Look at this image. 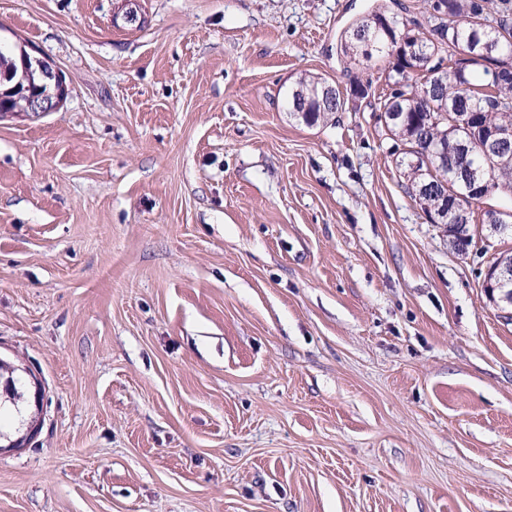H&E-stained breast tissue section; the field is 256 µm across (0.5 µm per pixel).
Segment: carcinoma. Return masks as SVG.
Listing matches in <instances>:
<instances>
[{"label":"carcinoma","instance_id":"cac0c4a2","mask_svg":"<svg viewBox=\"0 0 512 512\" xmlns=\"http://www.w3.org/2000/svg\"><path fill=\"white\" fill-rule=\"evenodd\" d=\"M404 21L377 12L353 24L344 32L342 53L354 66L370 67L373 59L387 60L389 36ZM414 52L409 59L391 66L388 81L398 85L403 70L412 69L409 80L428 89L427 97L412 89L395 88L374 99V111L386 121L389 139L398 146L396 167L407 179V191L433 224L447 225L453 234L451 246L465 254L473 237L455 235L456 209L460 197L467 195L463 183L441 164L433 153L416 154L414 148L432 145L455 154L459 139L469 136L468 164L482 167L495 186L494 194L512 203V141L500 153L486 156L481 132L466 133L458 125L457 113L475 111L487 127H512V82L499 83L494 74L512 67V0H448V16L429 17V24L415 30ZM22 44L0 40V91L16 83L27 85L20 63ZM329 81L308 75L288 93L289 111L309 125L327 124L341 111V98L322 96ZM400 116L394 122L392 115ZM0 365V376H11V398L0 396V443L13 442L12 435L23 436L20 417L30 414L25 407L30 385L16 368Z\"/></svg>","mask_w":512,"mask_h":512}]
</instances>
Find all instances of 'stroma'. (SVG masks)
<instances>
[{"label": "stroma", "mask_w": 512, "mask_h": 512, "mask_svg": "<svg viewBox=\"0 0 512 512\" xmlns=\"http://www.w3.org/2000/svg\"><path fill=\"white\" fill-rule=\"evenodd\" d=\"M136 6L139 23L124 20ZM422 0H0L69 96L0 118V355L45 383L0 512H512V236L456 254L341 37ZM330 84L333 85L318 75L301 78L297 87L288 93L289 112L302 117L308 125L327 124L333 121L336 112L342 110L344 101L337 91L336 98L322 96L323 88ZM512 287V259L505 260L503 258L495 259L487 267L485 273V288L490 293L497 290V298L494 301L503 306H511L512 298H508V288ZM492 288L495 289L492 291ZM24 368L30 378L31 387L34 390V398H35V402H34L35 411L33 413H31V415H30L31 418L27 424L26 431H25V435L28 438V437L36 436L41 429L42 422H41V417H40V413H41L40 408H41V404L43 405V402H44L45 387H44V384H43L41 378L37 377V375L35 373L31 372L27 367L24 366Z\"/></svg>", "instance_id": "stroma-1"}]
</instances>
